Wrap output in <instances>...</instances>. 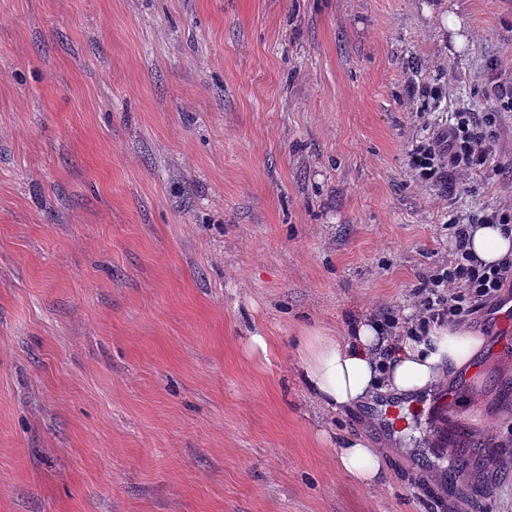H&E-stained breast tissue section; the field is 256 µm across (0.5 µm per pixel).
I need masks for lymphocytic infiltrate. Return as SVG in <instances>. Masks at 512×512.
Wrapping results in <instances>:
<instances>
[{"instance_id": "f902f5d3", "label": "lymphocytic infiltrate", "mask_w": 512, "mask_h": 512, "mask_svg": "<svg viewBox=\"0 0 512 512\" xmlns=\"http://www.w3.org/2000/svg\"><path fill=\"white\" fill-rule=\"evenodd\" d=\"M495 122L491 112L479 118L460 111L452 122L431 126L427 138L410 151L411 168L422 178L437 179L448 192H456L459 173L478 172L488 166L496 144ZM474 223L511 224L512 206L481 211L472 216L470 224L452 225V257L415 289L418 315L405 327L406 336L425 335L433 323H464L478 309L498 301L503 288H512V260L487 265L468 251L469 230Z\"/></svg>"}]
</instances>
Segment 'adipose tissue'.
Instances as JSON below:
<instances>
[{"instance_id":"adipose-tissue-1","label":"adipose tissue","mask_w":512,"mask_h":512,"mask_svg":"<svg viewBox=\"0 0 512 512\" xmlns=\"http://www.w3.org/2000/svg\"><path fill=\"white\" fill-rule=\"evenodd\" d=\"M471 252L483 263L495 264L512 255V230L498 224L474 227ZM487 339L467 326L436 329L428 339L393 342L379 325L363 323L351 340L333 336L304 337L302 378L329 409L350 408L391 393L417 397L444 383L449 373L466 369L484 350ZM340 469L353 479L374 484L384 471L380 449L368 440L344 439L338 455Z\"/></svg>"}]
</instances>
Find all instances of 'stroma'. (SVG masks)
I'll return each instance as SVG.
<instances>
[{
    "instance_id": "1",
    "label": "stroma",
    "mask_w": 512,
    "mask_h": 512,
    "mask_svg": "<svg viewBox=\"0 0 512 512\" xmlns=\"http://www.w3.org/2000/svg\"><path fill=\"white\" fill-rule=\"evenodd\" d=\"M499 84L512 0H0V512H512V348L406 454L299 369L512 202ZM462 107L497 153L452 200L407 152ZM338 464L340 469L353 479L374 484L384 478L382 455L379 448L363 438H345L339 448Z\"/></svg>"
}]
</instances>
